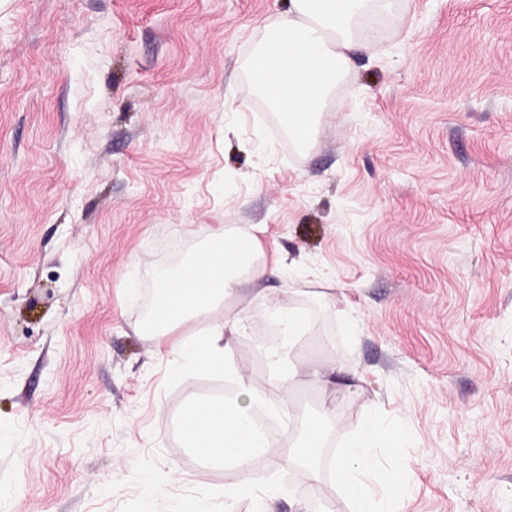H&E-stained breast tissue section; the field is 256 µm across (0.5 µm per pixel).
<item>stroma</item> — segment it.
Returning a JSON list of instances; mask_svg holds the SVG:
<instances>
[{
    "label": "stroma",
    "instance_id": "obj_1",
    "mask_svg": "<svg viewBox=\"0 0 512 512\" xmlns=\"http://www.w3.org/2000/svg\"><path fill=\"white\" fill-rule=\"evenodd\" d=\"M288 2L0 0V512H144L149 471L191 512L217 471L176 416L211 377L141 334L142 270L226 224L272 293L321 273L291 301L339 356L328 455L405 430L377 512H512V0H397L307 150L246 96ZM264 327L231 341L259 386ZM281 484L273 512H349Z\"/></svg>",
    "mask_w": 512,
    "mask_h": 512
}]
</instances>
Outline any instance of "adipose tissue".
Instances as JSON below:
<instances>
[{"label": "adipose tissue", "instance_id": "1", "mask_svg": "<svg viewBox=\"0 0 512 512\" xmlns=\"http://www.w3.org/2000/svg\"><path fill=\"white\" fill-rule=\"evenodd\" d=\"M392 7L393 0H290L287 12L265 25L249 63V88L280 113L290 138L315 141L327 100L349 73L354 51L370 47ZM265 272L261 243L244 225L223 227L177 266L145 268L154 302L144 335L161 345L173 330L183 329L172 348L178 366L236 382L233 400L188 399L180 433L202 462L223 469L224 512H237L245 498L265 505L277 497L278 485L260 487L252 480L266 448L277 451L268 467L302 471L316 484L329 479L346 495L351 512H372V488L387 485L389 475L374 464L371 451L401 447L405 433L366 428L340 457L324 464L321 450L335 416L329 410L302 412L294 397L304 383L321 384L328 367L296 360L297 343L310 333L309 315L258 288ZM271 317L280 340L264 351L270 381L259 389L229 359L224 336H247L252 319Z\"/></svg>", "mask_w": 512, "mask_h": 512}]
</instances>
